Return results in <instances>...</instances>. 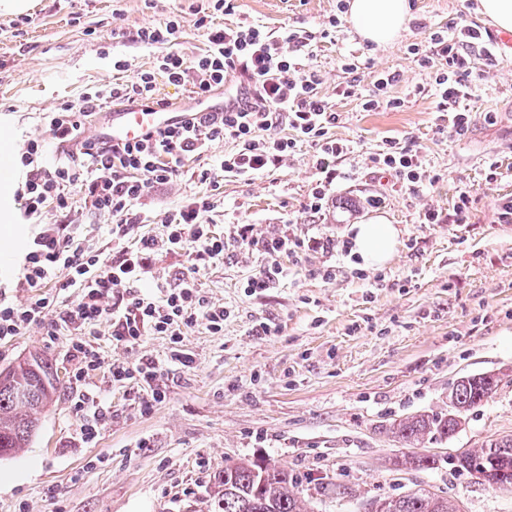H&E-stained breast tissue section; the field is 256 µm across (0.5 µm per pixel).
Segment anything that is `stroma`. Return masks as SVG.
Here are the masks:
<instances>
[{"mask_svg": "<svg viewBox=\"0 0 512 512\" xmlns=\"http://www.w3.org/2000/svg\"><path fill=\"white\" fill-rule=\"evenodd\" d=\"M202 2L34 0L27 14L0 16V131L11 155L43 135L44 112L78 104L89 88L154 71L162 47L133 43L129 32L175 19L182 34L173 50L193 60L204 42L196 25ZM410 3L406 30L380 50L345 22L322 37L337 0H235L219 18L229 27L314 33L302 61L342 114L333 136L356 148L355 162L340 163L347 176L332 185L321 211L308 207L316 152L306 144L276 171L249 181L224 176L215 192L194 173L216 169L234 145L213 143L171 183L146 189L139 204L154 218L146 227L152 234L159 218L190 195H213L208 220L221 236L237 224L253 225L259 237L346 236L351 225L382 216L400 230L394 257L361 280L340 252L286 253V277L249 297L243 284L262 258L230 247L223 264L200 274L206 295L228 312L223 332L211 333L202 322L188 331L183 345L194 364L171 367L160 381L164 400L150 408L128 400L106 377L91 379L90 390L102 393L112 411L92 445L79 440L65 337L52 340L33 327L0 342V370L37 351L60 380L30 448L0 458V512H212L214 475L242 458L288 469L309 512H366L376 495L421 487L458 500L463 512H512V492L469 474L393 466L405 447L390 424L445 408L466 376L494 373L499 385L454 437L425 444L424 452L446 457L512 435V224L496 223L494 215L499 199L512 198V47L496 49L490 70L475 58L483 75L468 102L473 121L463 134L439 133L434 75L418 67L408 45L463 20L478 25L489 43L503 32L476 14V0ZM346 56L357 62L355 74L342 69ZM118 61L124 70H115ZM381 71L399 73L389 95L401 105L364 111L361 98ZM351 80L358 93L347 98L342 91ZM386 137L414 143L442 181L413 192L372 168L369 157ZM493 161L501 175L491 182ZM462 184L475 200L469 223H422L429 206L451 215ZM371 196L379 206H366ZM324 266L335 267V279H321ZM262 321L275 335H256Z\"/></svg>", "mask_w": 512, "mask_h": 512, "instance_id": "stroma-1", "label": "stroma"}]
</instances>
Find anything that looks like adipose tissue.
<instances>
[{
    "label": "adipose tissue",
    "instance_id": "adipose-tissue-1",
    "mask_svg": "<svg viewBox=\"0 0 512 512\" xmlns=\"http://www.w3.org/2000/svg\"><path fill=\"white\" fill-rule=\"evenodd\" d=\"M346 18L359 37L378 47L400 37L409 17V0H347ZM353 249L364 266L378 268L394 255L398 230L385 218L376 217L353 227Z\"/></svg>",
    "mask_w": 512,
    "mask_h": 512
}]
</instances>
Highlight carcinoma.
<instances>
[{
	"instance_id": "cac0c4a2",
	"label": "carcinoma",
	"mask_w": 512,
	"mask_h": 512,
	"mask_svg": "<svg viewBox=\"0 0 512 512\" xmlns=\"http://www.w3.org/2000/svg\"><path fill=\"white\" fill-rule=\"evenodd\" d=\"M58 376L52 364L38 357L8 368L0 380V457H10L31 445L41 415L51 405ZM499 377L479 374L461 379L448 393V408L394 421L389 432L413 449L397 457L401 469L426 471L438 468L440 458L418 453L427 442H446L461 426L463 416L496 392ZM25 389L27 396H19ZM451 469L466 471L493 489L512 491V435L487 441L482 447L446 458ZM218 488L214 512H307L298 484L280 466L261 460H242L214 476ZM387 512H461L446 496L418 489L401 496H382Z\"/></svg>"
}]
</instances>
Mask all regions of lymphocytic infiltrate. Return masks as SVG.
<instances>
[{"mask_svg": "<svg viewBox=\"0 0 512 512\" xmlns=\"http://www.w3.org/2000/svg\"><path fill=\"white\" fill-rule=\"evenodd\" d=\"M231 8V0H209L206 13L197 21L204 47L190 62L171 49L179 36L175 20L137 29L136 41L168 48L158 58L155 72L140 73L107 92L89 90L80 104L46 112L45 137L28 139L19 158L25 175V215L50 208L56 219L41 225L26 249L16 282L26 299L14 301L0 287V342L31 327L47 336L67 337L76 383L87 384L107 372L112 386L129 389L145 408L165 397L153 386L163 362H108L98 344L102 325L110 324L111 341L118 345L136 344L148 334L165 337V362L192 367L194 360L183 347L186 332L203 320L212 333H220L226 314L203 292L200 270L223 263L233 242L258 251L264 263L245 284V293L251 297L283 278L281 254L305 246L284 232L254 237L249 224L235 225L232 240L213 236L205 220L213 207L208 196L191 197L178 210L165 213L161 234L140 233L142 220L136 207L145 190L170 183L188 159L205 153L216 141L234 143V150L224 154L219 166L222 172L242 178L280 168L298 145L307 144L316 149L309 207L318 211L341 176L337 162L354 153L350 142L331 135L340 115L323 95L317 72L304 68L298 56L309 48V40L296 30L277 35L260 25L216 24L215 16ZM482 41L477 28L463 24L450 35L429 32L408 47L420 67H437V96L448 113L449 132L458 135L470 124L466 102L472 95L471 50ZM159 74L174 85L191 84L198 97L211 95L231 77L241 75L253 92L251 106L243 112H193L180 124L146 132L132 142L115 144L87 137L86 121L103 101L152 99ZM53 144L66 147L67 152L51 161L47 154ZM370 160L374 168L394 173L413 190L435 186L443 178L419 148L392 137L382 139ZM79 204L89 215L113 217V224L106 227L113 252L94 245L69 222ZM163 249L184 252L191 260L190 271L176 282L149 275L154 254ZM74 407L82 421V441L96 442L111 419L109 406L85 391Z\"/></svg>", "mask_w": 512, "mask_h": 512, "instance_id": "lymphocytic-infiltrate-1", "label": "lymphocytic infiltrate"}]
</instances>
